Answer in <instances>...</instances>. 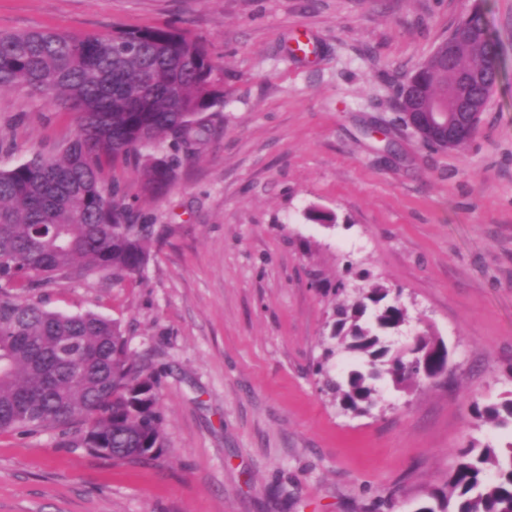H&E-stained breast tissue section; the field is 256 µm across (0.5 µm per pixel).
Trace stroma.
<instances>
[{"label":"stroma","mask_w":512,"mask_h":512,"mask_svg":"<svg viewBox=\"0 0 512 512\" xmlns=\"http://www.w3.org/2000/svg\"><path fill=\"white\" fill-rule=\"evenodd\" d=\"M477 8L499 81L463 148L426 147L398 89ZM150 26L187 32L221 66L213 133L155 199L106 165L164 231L141 274L34 299L107 317L162 371L167 448L115 463L57 430L0 434V512H414L456 449L512 443L511 425L472 413L512 398V0H0V31ZM307 38L318 55L295 52ZM77 130L75 113L0 90L1 167ZM363 271L402 292L391 344L431 332L449 376L409 391L379 379L375 407L352 415L314 365Z\"/></svg>","instance_id":"obj_1"}]
</instances>
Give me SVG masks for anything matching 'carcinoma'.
<instances>
[{"instance_id":"obj_1","label":"carcinoma","mask_w":512,"mask_h":512,"mask_svg":"<svg viewBox=\"0 0 512 512\" xmlns=\"http://www.w3.org/2000/svg\"><path fill=\"white\" fill-rule=\"evenodd\" d=\"M459 41L460 53L452 50ZM498 61L485 15L475 10L411 80L422 84L425 103L442 104L456 122L464 96H491ZM13 88L76 113L78 132L56 156L0 169V434L59 429L69 446L102 459L156 460L166 448L161 374L133 355L114 322L50 311L24 295L94 274L119 283L143 271L160 235L140 221L121 183L104 178V165H132L144 194L164 193L210 133L203 114L224 98L218 67L201 42L171 27L85 37L1 32L0 90ZM390 293L371 284L339 303L316 364L325 389L354 415L376 405L382 376L398 388L417 386L444 361V343L426 331L392 347L407 312ZM340 353L363 365L335 380L329 362ZM472 412L504 426L512 399L475 402ZM417 512H512V443L457 449L445 487Z\"/></svg>"}]
</instances>
